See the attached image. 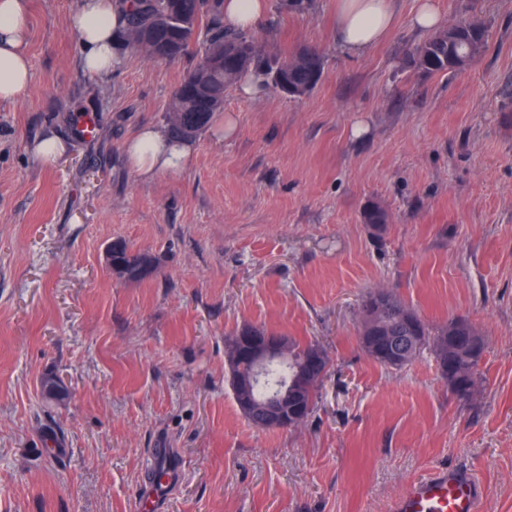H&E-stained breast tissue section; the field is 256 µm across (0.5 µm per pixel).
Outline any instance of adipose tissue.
Wrapping results in <instances>:
<instances>
[{
  "label": "adipose tissue",
  "instance_id": "1",
  "mask_svg": "<svg viewBox=\"0 0 512 512\" xmlns=\"http://www.w3.org/2000/svg\"><path fill=\"white\" fill-rule=\"evenodd\" d=\"M130 0H80L72 23L79 61L92 80L110 79L119 59L120 36ZM29 0H0V102L24 99L31 84L25 51ZM397 0H336V45L346 55H361L393 29ZM192 141L169 140L163 131L142 127L125 146L129 167L145 177L187 166Z\"/></svg>",
  "mask_w": 512,
  "mask_h": 512
}]
</instances>
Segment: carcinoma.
I'll list each match as a JSON object with an SVG mask.
<instances>
[{
  "label": "carcinoma",
  "instance_id": "1",
  "mask_svg": "<svg viewBox=\"0 0 512 512\" xmlns=\"http://www.w3.org/2000/svg\"><path fill=\"white\" fill-rule=\"evenodd\" d=\"M180 11L193 18L196 24H205L208 41L203 43L201 54H206L213 45L224 46V54L233 56L243 48L250 54L238 66L213 74L208 83V92L213 100H224L226 91L236 85L246 73L253 74L266 88H278L286 83L293 88L291 97L309 95L322 79L323 56L315 49L297 48L287 55L270 51L259 43L249 31L227 32L224 30L221 0H178ZM168 9L165 0H132V12L125 33L129 49L149 58L154 57L151 46H138L131 42V34L138 27L150 25L155 17ZM488 25L481 17L462 18L444 29L428 35L412 47L409 53L411 65L425 73H454L467 67L486 48ZM194 42L193 28H183L173 20L159 30L155 44L179 56L189 51ZM217 113L208 102L194 95L173 100L164 115V132L175 139L200 135L210 126ZM362 222L369 225L373 233L381 235L388 223V214L378 204L366 207ZM114 274L130 281H142L151 274L142 272L144 265L157 268V258L147 252L134 250L122 240L112 243ZM374 307L372 321L360 317L359 335L364 351L375 357V347L388 342L403 351V363H408L427 351L437 363L438 372L448 384L450 391L462 400H469L478 386L477 369L485 351V342L471 323L455 318L447 324L434 327L417 312L409 308L390 292H370L361 308ZM242 330L237 329L227 340V358L233 398L244 416L254 427H261L255 405L265 403L270 397L288 391V412L303 411L300 421L312 414L318 400L322 381L315 377H304L306 357L309 352H319L324 365L330 364L327 351L318 344L301 345L290 341L288 356L267 363L251 398L244 399L237 382L251 375L252 366L236 360L231 354V345L237 342Z\"/></svg>",
  "mask_w": 512,
  "mask_h": 512
}]
</instances>
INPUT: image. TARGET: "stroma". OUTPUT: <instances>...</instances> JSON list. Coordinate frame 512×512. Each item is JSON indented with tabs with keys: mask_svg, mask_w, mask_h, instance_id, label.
Listing matches in <instances>:
<instances>
[{
	"mask_svg": "<svg viewBox=\"0 0 512 512\" xmlns=\"http://www.w3.org/2000/svg\"><path fill=\"white\" fill-rule=\"evenodd\" d=\"M438 3L448 22L489 24L459 72L407 64L416 0L360 57L336 49V0L306 14L269 0L256 38L318 48L321 82L300 99L229 89L191 163L145 179L124 145L162 126L193 56L127 50L94 85L70 28L78 0H31L30 92L0 102V512H136L155 448L180 466L159 512H391L442 467L482 482L485 512H512V0ZM50 131L66 151L46 168L32 148ZM373 203L390 214L379 237L361 220ZM117 239L157 272L117 278ZM377 289L480 332L473 399L430 354L399 369L366 354L360 303ZM246 324L326 349L305 424L242 416L224 341ZM48 374L64 401L43 398Z\"/></svg>",
	"mask_w": 512,
	"mask_h": 512,
	"instance_id": "obj_1",
	"label": "stroma"
}]
</instances>
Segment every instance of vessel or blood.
Listing matches in <instances>:
<instances>
[{
	"label": "vessel or blood",
	"mask_w": 512,
	"mask_h": 512,
	"mask_svg": "<svg viewBox=\"0 0 512 512\" xmlns=\"http://www.w3.org/2000/svg\"><path fill=\"white\" fill-rule=\"evenodd\" d=\"M153 456L162 465L165 476L148 485L145 502L149 505L174 483L178 474L169 449H154ZM483 498V489L472 475L442 469L413 482L394 502L392 512H483Z\"/></svg>",
	"instance_id": "1"
}]
</instances>
